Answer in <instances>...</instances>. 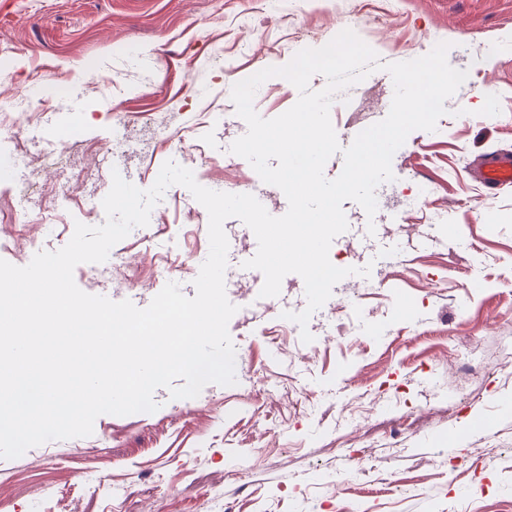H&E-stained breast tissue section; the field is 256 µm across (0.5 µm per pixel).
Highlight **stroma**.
Listing matches in <instances>:
<instances>
[{
    "label": "stroma",
    "mask_w": 512,
    "mask_h": 512,
    "mask_svg": "<svg viewBox=\"0 0 512 512\" xmlns=\"http://www.w3.org/2000/svg\"><path fill=\"white\" fill-rule=\"evenodd\" d=\"M345 29L383 66L446 42L474 73L436 131L394 153L374 217L342 204L331 262L365 261L371 221L400 265L339 289L309 343L282 316L307 305L299 275L282 281L287 305L263 307L259 283L226 276L235 384L191 399L160 388L155 412L0 458L5 512H225L228 493L235 512H512V187L484 196L472 171L512 153V0H0V165L34 190L0 192V259L27 265L75 223L103 224L113 173L145 190L169 160L283 215L278 188L229 151L247 130L231 88ZM393 93L383 67L342 90L338 140L383 120ZM298 97L272 77L253 106L271 119ZM208 252L206 209L173 185L74 280L144 308L170 281L194 296Z\"/></svg>",
    "instance_id": "35a3bbf8"
}]
</instances>
